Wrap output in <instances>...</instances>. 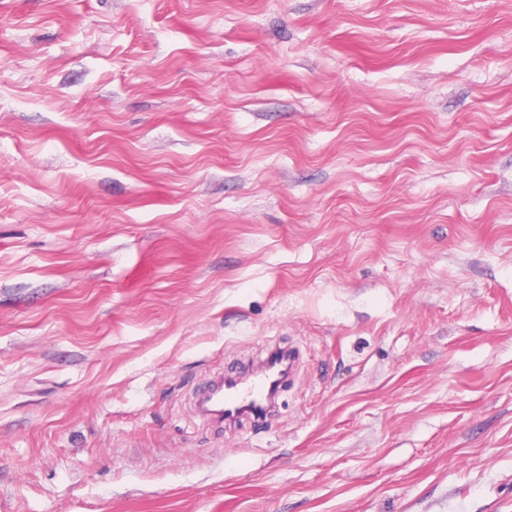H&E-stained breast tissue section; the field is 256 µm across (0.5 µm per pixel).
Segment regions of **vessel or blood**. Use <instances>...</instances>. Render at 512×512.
<instances>
[{
  "label": "vessel or blood",
  "instance_id": "b4317fda",
  "mask_svg": "<svg viewBox=\"0 0 512 512\" xmlns=\"http://www.w3.org/2000/svg\"><path fill=\"white\" fill-rule=\"evenodd\" d=\"M282 355V349H270L247 372H229L210 381L199 403L202 416L221 425L270 418L275 412V393L286 381L277 363Z\"/></svg>",
  "mask_w": 512,
  "mask_h": 512
}]
</instances>
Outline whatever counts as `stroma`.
<instances>
[{
    "instance_id": "obj_1",
    "label": "stroma",
    "mask_w": 512,
    "mask_h": 512,
    "mask_svg": "<svg viewBox=\"0 0 512 512\" xmlns=\"http://www.w3.org/2000/svg\"><path fill=\"white\" fill-rule=\"evenodd\" d=\"M0 512H512V0H0ZM283 354L287 356L283 360ZM276 358L287 368L283 376ZM295 365L294 352L290 349H270L260 364L247 373L229 372L211 380L200 398L199 411L203 417L225 425H235L243 420L266 421L275 413L276 397L281 386L288 382Z\"/></svg>"
}]
</instances>
